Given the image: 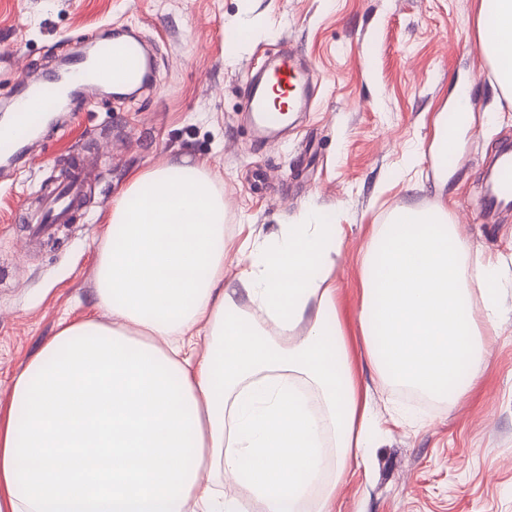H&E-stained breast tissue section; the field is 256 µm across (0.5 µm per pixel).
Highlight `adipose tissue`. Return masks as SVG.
Returning a JSON list of instances; mask_svg holds the SVG:
<instances>
[{"instance_id":"ef3b65f1","label":"adipose tissue","mask_w":512,"mask_h":512,"mask_svg":"<svg viewBox=\"0 0 512 512\" xmlns=\"http://www.w3.org/2000/svg\"><path fill=\"white\" fill-rule=\"evenodd\" d=\"M479 46L512 95V0ZM224 198L205 162L132 173L107 218L96 313L64 325L0 416V512H331L379 426L371 370L457 401L483 382L499 284L442 207L398 212L363 252L350 336L335 225L312 209L243 243L228 272ZM222 470L234 488L204 482Z\"/></svg>"}]
</instances>
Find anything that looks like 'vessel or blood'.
<instances>
[{"instance_id":"vessel-or-blood-1","label":"vessel or blood","mask_w":512,"mask_h":512,"mask_svg":"<svg viewBox=\"0 0 512 512\" xmlns=\"http://www.w3.org/2000/svg\"><path fill=\"white\" fill-rule=\"evenodd\" d=\"M144 62V50L139 42L115 36L96 44L93 56H73L58 78L27 84L7 117L0 119V161L23 159V145L33 137L38 115L60 106L83 87L142 81ZM311 80L310 69L301 61L298 51H282L278 64L258 72L247 86L245 110L253 128L267 139L278 134L294 113L306 107ZM85 179L84 166H74L64 194L53 200L47 214L39 216L38 230L72 219ZM484 207L490 212L512 208V151L498 157L497 177L485 193Z\"/></svg>"}]
</instances>
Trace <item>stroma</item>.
Masks as SVG:
<instances>
[{"label":"stroma","instance_id":"35a3bbf8","mask_svg":"<svg viewBox=\"0 0 512 512\" xmlns=\"http://www.w3.org/2000/svg\"><path fill=\"white\" fill-rule=\"evenodd\" d=\"M480 0H0V103L21 79L78 54L111 28L155 51L132 99H90L44 125L31 160L0 176V401L14 375L67 323L92 312L97 251L130 172L183 156L207 160L224 196L236 258L316 208L340 225L337 305L358 335L360 257L404 207L444 205L501 283L499 328L482 386L445 406L376 381L381 421L367 464L352 467L332 512H512V214L481 216L484 171L512 141V103L480 52ZM247 24L248 39L233 29ZM297 49L315 74L312 108L262 141L244 89L273 51ZM469 123L453 158L438 141L459 81ZM93 158L88 201L69 224L31 239L27 211L78 154Z\"/></svg>","mask_w":512,"mask_h":512}]
</instances>
